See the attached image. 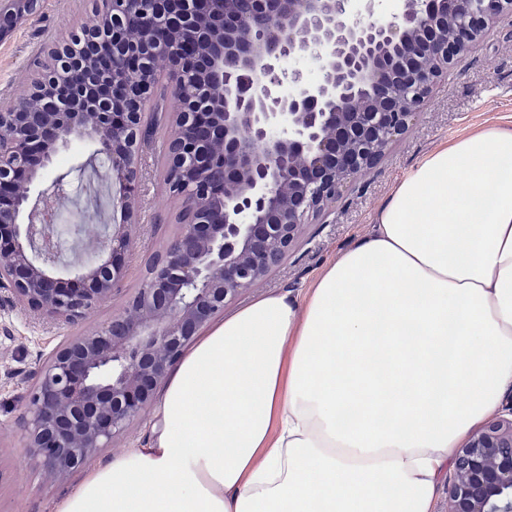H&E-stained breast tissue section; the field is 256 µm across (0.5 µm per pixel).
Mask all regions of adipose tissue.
<instances>
[{
    "instance_id": "adipose-tissue-1",
    "label": "adipose tissue",
    "mask_w": 512,
    "mask_h": 512,
    "mask_svg": "<svg viewBox=\"0 0 512 512\" xmlns=\"http://www.w3.org/2000/svg\"><path fill=\"white\" fill-rule=\"evenodd\" d=\"M512 396V130L429 153L305 295L261 294L170 373L150 443L55 512H433Z\"/></svg>"
}]
</instances>
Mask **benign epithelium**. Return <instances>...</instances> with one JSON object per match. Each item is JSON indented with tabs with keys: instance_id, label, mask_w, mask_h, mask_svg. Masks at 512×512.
<instances>
[{
	"instance_id": "1",
	"label": "benign epithelium",
	"mask_w": 512,
	"mask_h": 512,
	"mask_svg": "<svg viewBox=\"0 0 512 512\" xmlns=\"http://www.w3.org/2000/svg\"><path fill=\"white\" fill-rule=\"evenodd\" d=\"M190 0L172 13L170 36L151 27L155 60L174 78L171 95L196 99L201 71L217 101L174 112L165 175L178 184L187 220L124 311L72 336L41 367L26 404V447L52 479L109 447L153 402L184 348L226 302L263 280L295 249L303 225L324 216L342 189L376 169L409 128L434 85L512 16V0H401L388 19L376 0ZM156 0H97L112 13V42L147 23ZM41 0H3L0 27L37 14ZM323 77L286 73L285 58ZM158 65L142 71L127 50L112 55V86L93 88L91 112L58 111L41 121L27 109L33 90L0 112V283L18 300L74 323L112 297L117 262L132 246L140 184L139 148L151 133L146 106ZM74 140L97 146L122 183L126 223L112 225L99 259L57 275L53 222L31 212V186L53 153ZM448 512H512V404L463 446L448 475Z\"/></svg>"
}]
</instances>
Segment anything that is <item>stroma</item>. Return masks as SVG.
<instances>
[{"instance_id":"stroma-1","label":"stroma","mask_w":512,"mask_h":512,"mask_svg":"<svg viewBox=\"0 0 512 512\" xmlns=\"http://www.w3.org/2000/svg\"><path fill=\"white\" fill-rule=\"evenodd\" d=\"M93 14L94 0H43L40 13L0 37V110L7 109L37 78L52 45L86 25ZM170 91V76L161 73L157 97L148 108L153 115L152 137L140 153L143 179L132 228L135 242L126 257L119 289L77 323L67 324L30 310L0 286V512H50L81 478L76 472L55 483L44 480L25 441L22 418L27 395L52 349L119 313L146 277L148 258L161 251L179 230L180 202L166 194L163 185ZM492 126L512 129V21L507 20L498 23L493 33L434 87L408 131L391 144L382 164L358 176L326 216L304 225L294 253L258 289L229 302L226 312L246 305L259 292L308 288L328 261L369 230L379 207L428 153L454 137ZM96 149L89 141L60 148L35 182L33 192L68 198L74 206L88 210L97 223H123V213L115 204L121 185ZM154 413V408H147L113 439L111 447L100 452L97 463L142 447Z\"/></svg>"}]
</instances>
